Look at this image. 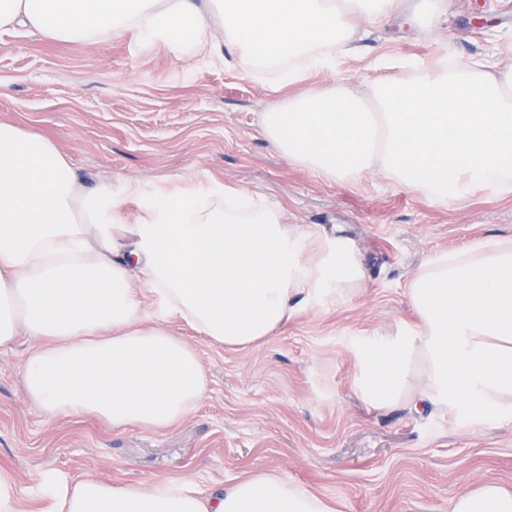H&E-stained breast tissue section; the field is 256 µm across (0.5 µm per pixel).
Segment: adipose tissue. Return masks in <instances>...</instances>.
Masks as SVG:
<instances>
[{
  "label": "adipose tissue",
  "instance_id": "obj_1",
  "mask_svg": "<svg viewBox=\"0 0 512 512\" xmlns=\"http://www.w3.org/2000/svg\"><path fill=\"white\" fill-rule=\"evenodd\" d=\"M403 0H0V31L53 42L135 33L190 61L242 58L277 68L280 87L335 69L362 20L384 25ZM358 88L304 87L261 117L269 145L324 179L376 173L430 199L475 189L512 194V67L431 60ZM137 199L127 221L124 207ZM368 278L355 242L288 223L280 204L212 179L143 198L88 186L47 136L0 119V346L27 335L28 399L50 417L83 414L112 429L181 424L207 389L194 347L145 323L133 282L162 316L212 343L249 347L321 300L355 297ZM416 320L359 338L354 391L377 409L434 405L486 416L512 410V239L430 257L408 283ZM50 512H338L335 502L257 470L230 487L189 476L136 485L46 481ZM451 512H512L487 480Z\"/></svg>",
  "mask_w": 512,
  "mask_h": 512
}]
</instances>
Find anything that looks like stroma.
Instances as JSON below:
<instances>
[{"label":"stroma","mask_w":512,"mask_h":512,"mask_svg":"<svg viewBox=\"0 0 512 512\" xmlns=\"http://www.w3.org/2000/svg\"><path fill=\"white\" fill-rule=\"evenodd\" d=\"M446 14L411 33L366 25L357 55L311 83L362 85L375 58L512 63V0H448ZM276 72L207 58L184 62L136 34L56 43L0 33V117L46 133L90 181L138 183L144 195L184 178L216 177L281 203L292 223L344 231L369 272L342 305L318 303L275 336L245 349L211 343L180 320L165 325L197 351L207 390L182 424L115 431L86 417L50 418L22 383L34 340L0 347V480L21 512H48L43 477L145 482L192 476L201 488L269 469L346 503L345 512H450L492 478L512 490V413L496 417L430 407L373 409L353 390L357 337L411 319L407 284L433 254L512 238V195L474 190L447 202L369 175L340 185L273 151L259 116Z\"/></svg>","instance_id":"1"}]
</instances>
